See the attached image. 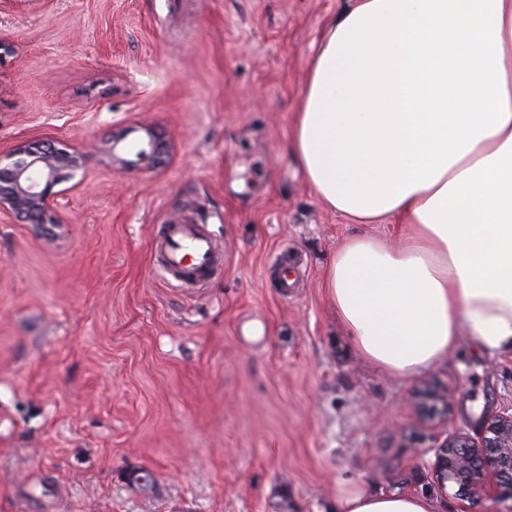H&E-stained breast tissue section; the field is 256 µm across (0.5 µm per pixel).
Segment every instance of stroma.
I'll list each match as a JSON object with an SVG mask.
<instances>
[{"label":"stroma","instance_id":"obj_1","mask_svg":"<svg viewBox=\"0 0 512 512\" xmlns=\"http://www.w3.org/2000/svg\"><path fill=\"white\" fill-rule=\"evenodd\" d=\"M346 3L0 0V149L80 146L86 173L57 229L0 214V512H327L341 477L495 512L441 491L413 395L448 389L449 431L478 436L512 405V355L395 377L354 354L322 286L344 237L399 238L325 208L287 150ZM153 136L160 166L110 162ZM173 216L224 248L202 293L152 265Z\"/></svg>","mask_w":512,"mask_h":512}]
</instances>
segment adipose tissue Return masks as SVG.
I'll return each instance as SVG.
<instances>
[{
  "label": "adipose tissue",
  "mask_w": 512,
  "mask_h": 512,
  "mask_svg": "<svg viewBox=\"0 0 512 512\" xmlns=\"http://www.w3.org/2000/svg\"><path fill=\"white\" fill-rule=\"evenodd\" d=\"M354 234L324 286L355 353L403 379L461 344L512 352V0H351L309 63L287 143ZM330 512H442L336 482Z\"/></svg>",
  "instance_id": "1"
}]
</instances>
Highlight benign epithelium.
<instances>
[{
    "label": "benign epithelium",
    "mask_w": 512,
    "mask_h": 512,
    "mask_svg": "<svg viewBox=\"0 0 512 512\" xmlns=\"http://www.w3.org/2000/svg\"><path fill=\"white\" fill-rule=\"evenodd\" d=\"M164 152L162 143L150 138L136 159H121L125 169ZM82 152L77 147L53 144L19 146L0 151V210L10 211L28 224H60L55 186L84 173ZM417 408L431 422H445L451 401L427 385L416 394ZM431 469L442 490L461 499L479 495L512 501V407L490 417L474 439L452 433L434 448Z\"/></svg>",
    "instance_id": "benign-epithelium-1"
}]
</instances>
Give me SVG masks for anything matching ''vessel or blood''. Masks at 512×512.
Listing matches in <instances>:
<instances>
[{"mask_svg": "<svg viewBox=\"0 0 512 512\" xmlns=\"http://www.w3.org/2000/svg\"><path fill=\"white\" fill-rule=\"evenodd\" d=\"M155 267L178 288H205L224 270V253L205 225L168 222L158 225Z\"/></svg>", "mask_w": 512, "mask_h": 512, "instance_id": "1", "label": "vessel or blood"}]
</instances>
